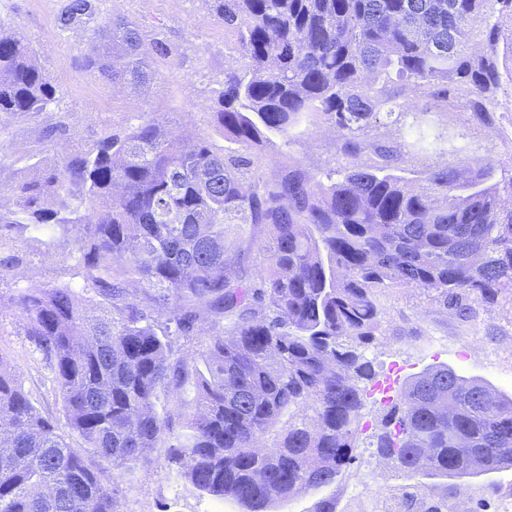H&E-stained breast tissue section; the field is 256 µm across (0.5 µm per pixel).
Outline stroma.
I'll return each mask as SVG.
<instances>
[{
	"mask_svg": "<svg viewBox=\"0 0 512 512\" xmlns=\"http://www.w3.org/2000/svg\"><path fill=\"white\" fill-rule=\"evenodd\" d=\"M66 0H0V22L11 26L39 54L56 100L38 117L11 123L0 132L10 154L0 172V202L9 203L12 183L32 178L21 156L37 148L45 128L64 122L69 135L60 153H72L104 130L124 132L133 116L167 113L188 138L216 140L212 107L219 82L229 67L239 66V55L225 47L224 26L209 15L203 0H98L101 18L115 15L135 21L147 41L165 43L171 56H153L156 80L148 87L111 82L83 62L87 34L63 30L57 16ZM437 125L447 128L469 158L493 168L494 180L512 177V83L498 95L493 123L484 124L471 113L451 108L436 113ZM264 178H280L295 164L309 177L326 180L343 171L349 160L336 147V133L317 122L291 137H276L255 157ZM22 263L0 276V360L20 378L23 388L40 410L59 411L60 402L51 372L26 335L27 321L16 307L20 294L50 284L72 282L67 246L45 249L28 240L22 245ZM381 326L361 351L372 361L376 377L366 385L361 410V431L354 460L335 482L305 488L276 503L272 512H316L319 502L332 500L335 512H375L383 497L402 486L456 507L466 498L465 512H512V468L469 479H454L421 471L404 478L393 460L381 457L376 438L393 398L413 374L445 364L466 378H478L495 390L512 395V298L492 306L475 304L464 318L446 308L433 293L416 288L384 289L380 295ZM117 512H243L230 499H217L194 490L163 454L147 465L116 472L112 482Z\"/></svg>",
	"mask_w": 512,
	"mask_h": 512,
	"instance_id": "stroma-1",
	"label": "stroma"
}]
</instances>
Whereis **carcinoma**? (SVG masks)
Wrapping results in <instances>:
<instances>
[{
  "label": "carcinoma",
  "mask_w": 512,
  "mask_h": 512,
  "mask_svg": "<svg viewBox=\"0 0 512 512\" xmlns=\"http://www.w3.org/2000/svg\"><path fill=\"white\" fill-rule=\"evenodd\" d=\"M245 65L224 72L215 96L223 140H188L158 117L109 131L43 181L12 186L0 205V249L31 238L71 246V285L22 294L26 336L51 370L68 431L37 409L0 361V512H114L112 469L168 465L197 491L269 512L301 488L331 484L350 464L361 427L357 351L380 324L383 288L436 294L446 307L512 293V177L467 163L448 129L419 113L408 152L451 160L424 183L397 174L404 154L363 131L413 106L409 86L434 108L459 106L493 122L512 50L499 33L512 0H205ZM62 29L88 30L84 62L135 87L156 79L139 25L100 19L98 0H68ZM56 88L34 47L0 23V130L34 117ZM322 119L356 163L326 183L302 172L272 183L251 150ZM264 262L248 274L256 233ZM168 311L161 328L155 314ZM230 321L202 354L174 352L199 324ZM192 385L186 421L158 411ZM377 450L411 478L427 467L449 478L512 468V396L446 366L409 381ZM273 442L257 443L267 435Z\"/></svg>",
  "instance_id": "1"
}]
</instances>
